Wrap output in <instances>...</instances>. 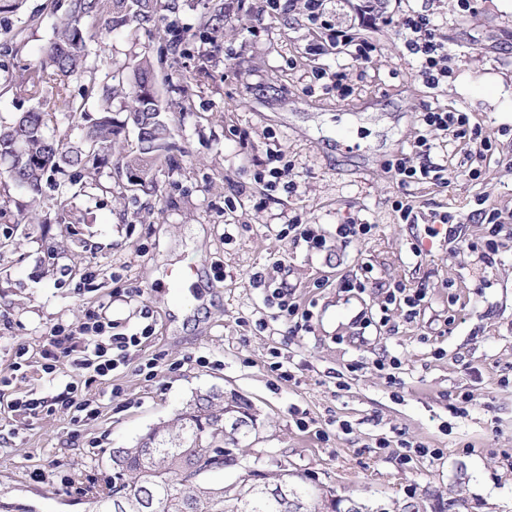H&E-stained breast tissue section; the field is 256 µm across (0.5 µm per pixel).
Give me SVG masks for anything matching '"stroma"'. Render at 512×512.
Returning a JSON list of instances; mask_svg holds the SVG:
<instances>
[{
    "instance_id": "1",
    "label": "stroma",
    "mask_w": 512,
    "mask_h": 512,
    "mask_svg": "<svg viewBox=\"0 0 512 512\" xmlns=\"http://www.w3.org/2000/svg\"><path fill=\"white\" fill-rule=\"evenodd\" d=\"M46 0H0V119L8 121L54 102L13 88L52 34ZM254 0H224V37L197 41L171 55L160 32L172 25L199 33L207 0H178L154 30L101 32L85 27L87 49L100 73L149 56L164 102L188 93L192 109L177 113L175 148L126 190L117 157L85 171L66 206L47 191L28 204L0 169V374L25 345L36 362L57 324L77 325L104 308L120 328L140 324L149 306L152 342L129 357L103 396L95 421L72 427L66 412L23 417L10 402L48 389L31 367L0 391V426L18 423V437L0 439V503L23 512H88L93 493L112 481V449L133 446L157 424L171 421L197 391L228 390L257 409L265 430L245 451L267 468L288 465L308 483L354 499L405 502L429 489L461 484L469 512H512V235H502L493 264L468 251L484 227L472 217L479 201L512 216V10L498 0H327L326 20L351 29L377 51L365 64L328 45L327 30L309 25L294 6L257 21ZM430 9L448 41L451 74L429 88L392 21ZM25 28L26 46L8 48L7 32ZM326 44L323 55L309 51ZM347 68L351 90L340 96L314 80L317 68ZM469 113L495 142L482 175L462 171L473 145L432 134L434 162L447 182L400 186L388 170L410 147L421 112ZM281 151L295 192L265 188L255 175ZM409 201L416 215L403 223L393 208ZM451 213L464 226L461 244L431 232L432 217ZM303 224L320 248L288 233ZM342 224H368V235L343 237ZM96 276L84 279V259ZM199 266L182 288L175 272ZM267 269L271 287H285L313 314L310 329L277 317L264 289L249 278ZM366 276L361 292L345 280ZM423 289L418 314L390 307L394 283ZM370 317L368 328L360 316ZM398 357L399 368L377 360ZM158 358L155 377L140 366ZM289 377L273 381L269 362ZM473 401L463 402L465 393ZM308 423L299 429L297 419ZM101 441L89 454L90 441ZM440 449L437 457L400 462L402 443ZM44 475L32 480V472Z\"/></svg>"
}]
</instances>
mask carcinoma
<instances>
[{
  "instance_id": "1",
  "label": "carcinoma",
  "mask_w": 512,
  "mask_h": 512,
  "mask_svg": "<svg viewBox=\"0 0 512 512\" xmlns=\"http://www.w3.org/2000/svg\"><path fill=\"white\" fill-rule=\"evenodd\" d=\"M49 15L56 17L53 37L39 50L19 76L20 87L31 96L47 84L57 92L56 111L83 112L85 103L72 96L69 85L85 80L102 90L97 116L88 120L77 140L68 134L56 135L50 127L51 113L35 107L6 125L0 124V158L9 157L19 165L13 184L40 205L45 184L69 170L107 163L112 148L121 143L125 127L142 125L143 138L124 155L129 184L141 182L148 171L170 151L173 126L167 108L154 106L159 94L154 66L142 57L131 66L99 76L98 67L87 53V18L103 20L110 31L130 25L146 29L164 11L176 8L175 0H48ZM224 32V2L213 0L203 23V40L215 44ZM168 47L187 52L192 36L169 27ZM127 99L124 118L112 111V99ZM161 113V121L147 123L151 113ZM251 410L244 400L224 402V393L208 390L197 393L193 403L174 423H162L128 448L111 453L112 487L93 496V512H280L277 502L259 501L248 490L224 492V485L198 479L205 471L228 466L250 437L224 429V407ZM347 498L310 497L308 512H344ZM365 512H411V507L394 501L363 502Z\"/></svg>"
}]
</instances>
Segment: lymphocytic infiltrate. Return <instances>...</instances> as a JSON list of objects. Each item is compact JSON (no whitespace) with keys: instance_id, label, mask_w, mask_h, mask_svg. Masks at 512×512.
<instances>
[{"instance_id":"obj_1","label":"lymphocytic infiltrate","mask_w":512,"mask_h":512,"mask_svg":"<svg viewBox=\"0 0 512 512\" xmlns=\"http://www.w3.org/2000/svg\"><path fill=\"white\" fill-rule=\"evenodd\" d=\"M405 46L415 55L418 75L430 87H438L448 76V42L438 31L430 14L414 12L402 16L396 23ZM424 134L418 135L409 154L390 163L389 169L400 185L419 184L427 180L442 179L443 166L431 159L433 144L430 132L464 139L476 144L478 155L491 153L493 140L479 126L471 125L467 113L453 111H426L421 115ZM74 333L76 340L65 344L59 331H52L45 337L40 352L42 370L48 377H55L60 363H68L73 376L62 391L51 394L42 391H28L12 402L13 410L27 415H51L57 408L69 409L73 423H85L97 419L100 408L93 399L82 396L83 386L96 381L111 379L114 372L124 366L128 356L141 350L150 342L154 333L153 325H145L128 332L116 331L105 313L92 311L84 321L78 323Z\"/></svg>"}]
</instances>
